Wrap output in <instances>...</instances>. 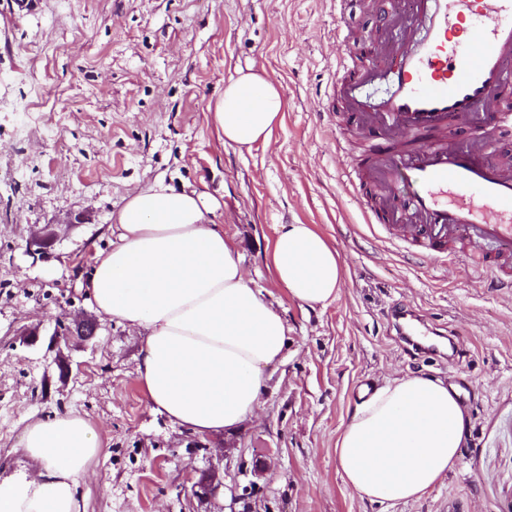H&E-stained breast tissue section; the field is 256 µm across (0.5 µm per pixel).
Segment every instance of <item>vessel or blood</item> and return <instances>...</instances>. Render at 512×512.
<instances>
[{"mask_svg": "<svg viewBox=\"0 0 512 512\" xmlns=\"http://www.w3.org/2000/svg\"><path fill=\"white\" fill-rule=\"evenodd\" d=\"M422 36L383 62L395 77L381 117L396 143H375L368 176L380 196L418 216L386 232L436 261L461 256L512 278V165L488 161L511 119L500 93L512 86V0H423ZM410 185L404 198L393 192Z\"/></svg>", "mask_w": 512, "mask_h": 512, "instance_id": "vessel-or-blood-1", "label": "vessel or blood"}]
</instances>
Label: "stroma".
I'll list each match as a JSON object with an SVG mask.
<instances>
[{
  "label": "stroma",
  "instance_id": "obj_1",
  "mask_svg": "<svg viewBox=\"0 0 512 512\" xmlns=\"http://www.w3.org/2000/svg\"><path fill=\"white\" fill-rule=\"evenodd\" d=\"M408 0H0V477L33 466L27 424L80 412L107 444L77 493L86 512H512V288L457 260L419 261L369 228L347 196L357 143L337 151L327 89L357 54L358 71L409 23ZM349 43L335 42L337 25ZM262 70L287 106L268 141L224 144L208 105L236 71ZM162 179L205 188L254 288L288 327L266 368L259 409L206 449L151 410L136 380L141 334L116 320L69 335L96 310L81 287L112 215ZM57 238L33 262L41 227ZM309 224L345 269L339 298L309 308L273 276L280 225ZM431 333L413 345L397 312ZM425 374L460 390L469 424L459 463L422 500L375 504L336 470V438L359 390ZM224 477L201 500L204 471Z\"/></svg>",
  "mask_w": 512,
  "mask_h": 512
}]
</instances>
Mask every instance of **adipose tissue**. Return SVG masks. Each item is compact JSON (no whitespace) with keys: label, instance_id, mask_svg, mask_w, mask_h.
<instances>
[{"label":"adipose tissue","instance_id":"adipose-tissue-1","mask_svg":"<svg viewBox=\"0 0 512 512\" xmlns=\"http://www.w3.org/2000/svg\"><path fill=\"white\" fill-rule=\"evenodd\" d=\"M283 109L272 81L243 72L208 106L225 142L247 149L269 139ZM219 208L206 192L161 180L136 190L85 282L101 319L142 331L137 382L152 410L200 436L255 412L264 371L288 340L282 316L251 286L217 224ZM271 262L276 283L300 304L324 307L341 291L343 263L311 225H281ZM466 420L454 387L423 374L362 390L336 439L337 472L368 502L420 500L455 468ZM104 451L77 412L30 423L22 452L35 474L0 481V512H85L77 484Z\"/></svg>","mask_w":512,"mask_h":512}]
</instances>
